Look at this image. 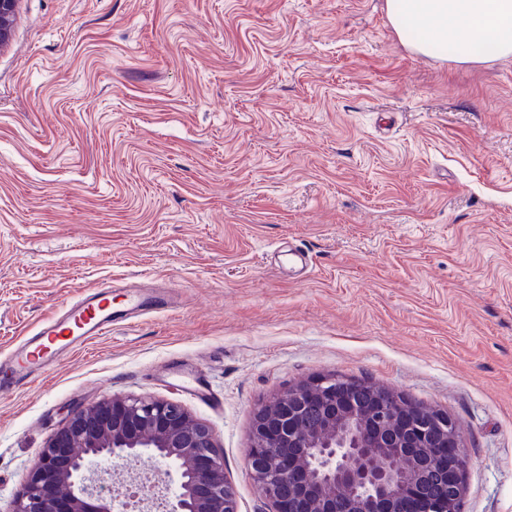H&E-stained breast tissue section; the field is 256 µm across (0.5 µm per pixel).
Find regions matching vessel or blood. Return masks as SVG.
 <instances>
[{
    "label": "vessel or blood",
    "instance_id": "vessel-or-blood-1",
    "mask_svg": "<svg viewBox=\"0 0 512 512\" xmlns=\"http://www.w3.org/2000/svg\"><path fill=\"white\" fill-rule=\"evenodd\" d=\"M170 306L171 291L163 285L147 288L141 282H129L123 301L117 305L112 302L111 286L94 289L75 305L46 317L9 359L0 362V391L24 385L47 371L60 356L84 347L89 340L108 333L112 326Z\"/></svg>",
    "mask_w": 512,
    "mask_h": 512
}]
</instances>
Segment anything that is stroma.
I'll use <instances>...</instances> for the list:
<instances>
[{"label": "stroma", "mask_w": 512, "mask_h": 512, "mask_svg": "<svg viewBox=\"0 0 512 512\" xmlns=\"http://www.w3.org/2000/svg\"><path fill=\"white\" fill-rule=\"evenodd\" d=\"M149 314L0 392V512L71 411L180 404L238 512L255 408L316 376L454 417L461 512H512V57L412 52L385 0H19L0 45V360L104 283ZM200 370L199 400L181 372ZM112 488L173 496L158 459Z\"/></svg>", "instance_id": "35a3bbf8"}]
</instances>
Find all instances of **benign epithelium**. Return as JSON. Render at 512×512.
<instances>
[{
    "label": "benign epithelium",
    "mask_w": 512,
    "mask_h": 512,
    "mask_svg": "<svg viewBox=\"0 0 512 512\" xmlns=\"http://www.w3.org/2000/svg\"><path fill=\"white\" fill-rule=\"evenodd\" d=\"M17 3L0 0V44ZM357 385L320 375L255 411L247 461L271 512H460L465 479L456 420L380 385L367 408L354 395ZM311 408L321 413L314 428L305 421ZM146 456L177 474L165 512H238L209 426L151 397H113L71 413L30 468L12 512H128L89 464ZM432 469L448 473L437 496L421 485Z\"/></svg>",
    "instance_id": "7a95c632"
}]
</instances>
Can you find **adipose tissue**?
Returning a JSON list of instances; mask_svg holds the SVG:
<instances>
[{
  "label": "adipose tissue",
  "mask_w": 512,
  "mask_h": 512,
  "mask_svg": "<svg viewBox=\"0 0 512 512\" xmlns=\"http://www.w3.org/2000/svg\"><path fill=\"white\" fill-rule=\"evenodd\" d=\"M397 35L425 55L459 63L512 56V0H386Z\"/></svg>",
  "instance_id": "1"
}]
</instances>
